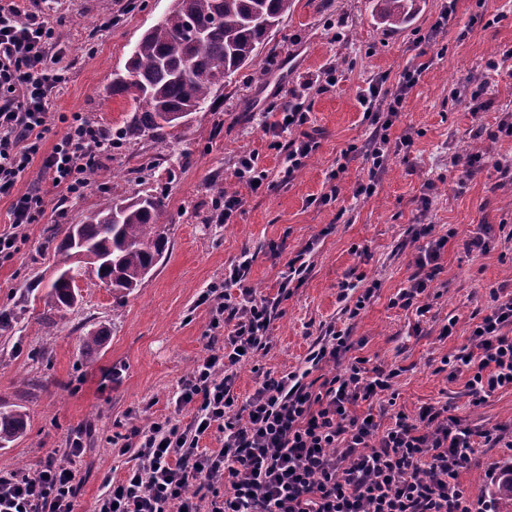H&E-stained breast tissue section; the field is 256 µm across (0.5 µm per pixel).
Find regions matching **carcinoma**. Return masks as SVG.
<instances>
[{"label":"carcinoma","mask_w":512,"mask_h":512,"mask_svg":"<svg viewBox=\"0 0 512 512\" xmlns=\"http://www.w3.org/2000/svg\"><path fill=\"white\" fill-rule=\"evenodd\" d=\"M292 0H174L172 9L140 38L126 71L112 80V94L138 104L133 122L119 131L124 138L164 137L208 103L212 89L258 56L271 30ZM380 19L408 24L406 0H376ZM161 198L140 199L111 193L89 224H71L55 252L71 275L56 277L44 306L66 320L78 302L77 281L88 271L119 292L141 286L168 243L159 223ZM26 413L0 406V447L24 432ZM494 512H512V463L490 489Z\"/></svg>","instance_id":"cac0c4a2"}]
</instances>
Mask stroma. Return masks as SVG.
I'll list each match as a JSON object with an SVG mask.
<instances>
[{
  "instance_id": "obj_1",
  "label": "stroma",
  "mask_w": 512,
  "mask_h": 512,
  "mask_svg": "<svg viewBox=\"0 0 512 512\" xmlns=\"http://www.w3.org/2000/svg\"><path fill=\"white\" fill-rule=\"evenodd\" d=\"M171 6L172 0H44L67 68L52 111L83 113L117 136L136 104L112 94V77L124 72L136 43ZM444 6L445 0H417L409 26L393 32L373 16L370 0H293L254 63L215 87L210 105L165 140L117 136L100 166L126 197L163 196L167 249L140 288L123 297L96 276H83L78 304L64 323L41 321L44 288L60 267L51 235L90 223L105 193L60 199L31 168L16 189L41 187L47 212L27 226L19 253L0 259V314L12 320L11 330L0 334V404L22 408L28 421L18 440L0 448V470L33 469L83 432L88 448L77 510L93 512L105 480L120 481L127 469L125 458L112 452L114 438L150 418L175 414L188 422V412L174 410L175 394L210 343L208 308L198 297L223 283L225 267L245 253L252 259L247 283L261 295L276 296L297 254L308 268L278 307L269 348L239 368L237 395L252 394L264 375L303 367L332 327L349 336L352 355L398 369L393 388L407 414L447 403L471 424L502 426L512 439V390L472 406L467 374L449 376L442 363L487 313L491 289L512 292V240L506 238L512 185H500L487 169L464 177L462 167L474 150L512 160V137L497 132L512 114V63L501 62L496 72L486 66L512 49V0H456L443 26ZM331 68L338 85L302 99L306 129L318 146L292 179H283L292 134L275 133L271 125L304 83ZM415 68L418 80L385 130L391 142L408 136L412 144L390 153L384 170L373 173L364 146L382 130L367 119L358 95L381 75L397 90ZM477 82L486 92L475 112L459 94ZM244 152L257 154L269 190L252 193L236 177L234 162ZM372 179L375 193L357 194ZM225 186L243 203L231 223L220 224L213 201ZM331 191L335 200L319 204ZM418 224L448 237L422 317L390 304L417 271ZM478 235L488 240L487 251L468 250ZM345 281L354 284L346 294ZM370 285L374 298L351 316ZM452 317V336H442ZM90 330L102 333L91 359L81 350ZM511 460V449H480L460 472L467 495L488 499L490 483Z\"/></svg>"
}]
</instances>
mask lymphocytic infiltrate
Returning a JSON list of instances; mask_svg holds the SVG:
<instances>
[{
  "label": "lymphocytic infiltrate",
  "instance_id": "obj_1",
  "mask_svg": "<svg viewBox=\"0 0 512 512\" xmlns=\"http://www.w3.org/2000/svg\"><path fill=\"white\" fill-rule=\"evenodd\" d=\"M53 34L42 10L17 0L0 5V195L13 198L11 228L0 232L4 259L19 252L21 227L46 211L40 191H14L33 163L62 198L80 197L91 188L86 172L112 148L82 113L50 112L65 80ZM53 129L59 137L41 153ZM433 231L430 224L416 227L424 242L419 273L392 300L421 315L429 310L421 302L432 280L427 268L448 242ZM249 266L241 256L224 272L226 291L209 288L198 298L210 307L211 337L223 338L224 347L181 381L175 406L190 409L189 421L165 417L132 427L116 453L133 463L118 484L107 485L95 512H484L461 487L459 472L479 449L500 443L501 428L472 425L445 404L413 416L391 411L385 426L359 411L360 403L392 397L397 370L370 368L357 357L317 385L293 371L264 380L246 398L235 394L237 367L267 348L279 300L304 272L288 262L270 298L247 285ZM443 363L451 373L468 372L473 406L512 389V294L495 296L467 345ZM215 429L221 448H201ZM84 449L78 434L34 471H1L0 512H76Z\"/></svg>",
  "mask_w": 512,
  "mask_h": 512
}]
</instances>
